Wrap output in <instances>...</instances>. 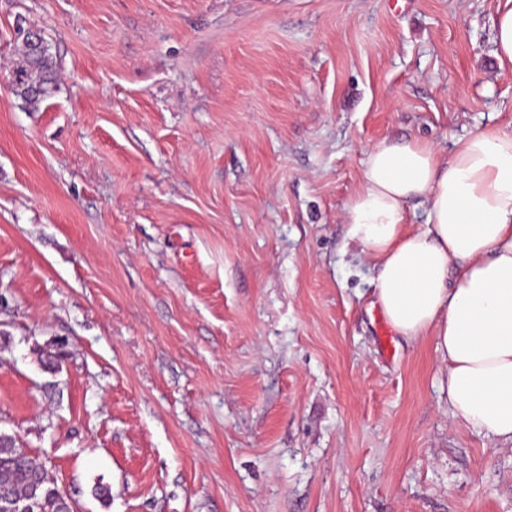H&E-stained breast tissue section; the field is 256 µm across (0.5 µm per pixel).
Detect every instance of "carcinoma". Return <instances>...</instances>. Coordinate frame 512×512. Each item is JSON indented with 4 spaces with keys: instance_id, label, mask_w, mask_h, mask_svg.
<instances>
[{
    "instance_id": "obj_1",
    "label": "carcinoma",
    "mask_w": 512,
    "mask_h": 512,
    "mask_svg": "<svg viewBox=\"0 0 512 512\" xmlns=\"http://www.w3.org/2000/svg\"><path fill=\"white\" fill-rule=\"evenodd\" d=\"M20 59L17 67L24 70L30 88L18 93L25 103L36 108L55 85L56 65L44 50L35 52L27 40L19 37ZM40 487V496L24 512H69L70 498L62 493L46 468L34 462L25 449L0 435V496L7 494L17 500L28 498L31 486Z\"/></svg>"
}]
</instances>
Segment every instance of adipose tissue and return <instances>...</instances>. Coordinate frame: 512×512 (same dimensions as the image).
Returning <instances> with one entry per match:
<instances>
[{
    "mask_svg": "<svg viewBox=\"0 0 512 512\" xmlns=\"http://www.w3.org/2000/svg\"><path fill=\"white\" fill-rule=\"evenodd\" d=\"M414 207L425 222L412 230ZM344 224L393 329L433 337L453 416L512 443V130L476 129L446 156L430 141L383 140Z\"/></svg>",
    "mask_w": 512,
    "mask_h": 512,
    "instance_id": "ef3b65f1",
    "label": "adipose tissue"
}]
</instances>
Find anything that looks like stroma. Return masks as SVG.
<instances>
[{
	"mask_svg": "<svg viewBox=\"0 0 512 512\" xmlns=\"http://www.w3.org/2000/svg\"><path fill=\"white\" fill-rule=\"evenodd\" d=\"M499 4L0 0V433L74 512H512L344 224L385 137L512 129ZM15 41L20 43L21 52L19 62L13 71L23 69L30 84V89L21 90L15 95L35 109L56 83V65L47 51H33L28 41L19 36Z\"/></svg>",
	"mask_w": 512,
	"mask_h": 512,
	"instance_id": "35a3bbf8",
	"label": "stroma"
}]
</instances>
